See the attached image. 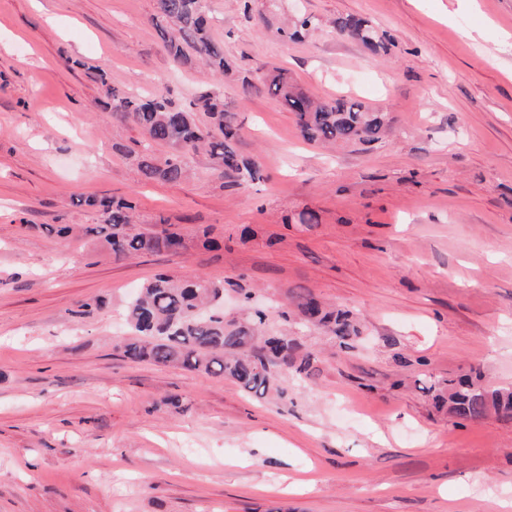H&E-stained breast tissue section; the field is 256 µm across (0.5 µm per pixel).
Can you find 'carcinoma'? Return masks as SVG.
I'll use <instances>...</instances> for the list:
<instances>
[{"label": "carcinoma", "mask_w": 512, "mask_h": 512, "mask_svg": "<svg viewBox=\"0 0 512 512\" xmlns=\"http://www.w3.org/2000/svg\"><path fill=\"white\" fill-rule=\"evenodd\" d=\"M153 21L176 66L197 61L214 73L232 72L224 47L211 34L205 0H155ZM312 17H295L280 30L294 40L313 30ZM336 32L369 52L386 53L391 38L380 33L371 21L357 15H339L333 21ZM260 88L277 98L295 117L304 140L323 146L380 143L390 131V120L363 102L351 98L322 100L295 86L284 70L262 76L260 85L242 82V94ZM103 105L112 118L132 122L146 134L149 143L136 153L139 172L147 180L180 182L192 171L194 158L204 153L224 175L239 181L259 178L257 164L241 154L236 113L224 109V101L206 92L186 107H176L158 91L154 94H121L107 89ZM204 113L209 122L200 123L195 114ZM161 144L171 153L159 159L152 147ZM85 205L97 209L104 224L87 227L86 234L103 239L112 256L125 260L140 254L171 251L185 247L181 233L164 228L159 232L133 229V202L114 197L89 198ZM224 284L201 279L178 280L158 274L128 300L125 314L134 336L122 346L123 356L133 361H150L176 366L209 376L225 377L261 398L269 395L280 370L294 369L311 374L315 355L297 359L294 346L281 336H263L268 314L256 309L239 323L224 321ZM296 306L304 317L330 328L347 347L359 335L349 313L326 311L310 293L297 297ZM512 414V391L487 390L471 378L448 381V412L459 419L478 420L490 412Z\"/></svg>", "instance_id": "obj_1"}]
</instances>
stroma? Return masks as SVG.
<instances>
[{
    "mask_svg": "<svg viewBox=\"0 0 512 512\" xmlns=\"http://www.w3.org/2000/svg\"><path fill=\"white\" fill-rule=\"evenodd\" d=\"M207 9L236 65L224 77L172 65L154 0H0V512H501L512 415L452 418L422 386L512 389V0ZM299 9L315 29L283 40ZM341 14L370 19L389 52L339 36ZM275 67L388 113L394 134L306 142L279 102L241 92ZM101 70L178 106L222 97L260 179L200 155L189 180L144 181L123 150L146 136L99 107ZM90 196L131 199L137 230L166 219L185 249L113 259L82 232L103 221ZM160 272L223 283L229 320L252 293L268 332L317 354L315 375H278L287 399H258L123 357L126 294ZM303 292L350 312L359 338L306 325Z\"/></svg>",
    "mask_w": 512,
    "mask_h": 512,
    "instance_id": "35a3bbf8",
    "label": "stroma"
}]
</instances>
